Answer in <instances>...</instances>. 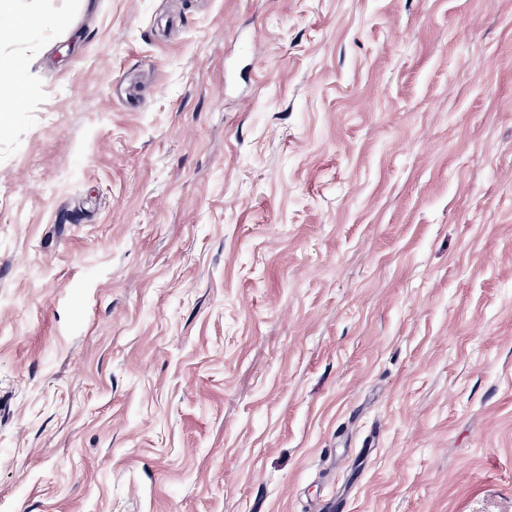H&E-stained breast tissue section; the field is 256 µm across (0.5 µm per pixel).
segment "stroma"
<instances>
[{"mask_svg":"<svg viewBox=\"0 0 512 512\" xmlns=\"http://www.w3.org/2000/svg\"><path fill=\"white\" fill-rule=\"evenodd\" d=\"M0 512H512V0H18Z\"/></svg>","mask_w":512,"mask_h":512,"instance_id":"35a3bbf8","label":"stroma"}]
</instances>
